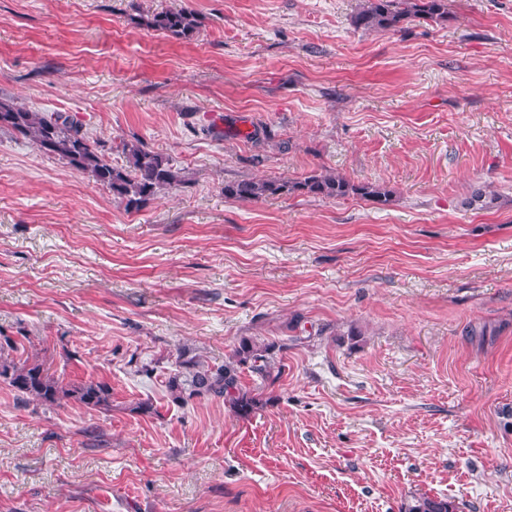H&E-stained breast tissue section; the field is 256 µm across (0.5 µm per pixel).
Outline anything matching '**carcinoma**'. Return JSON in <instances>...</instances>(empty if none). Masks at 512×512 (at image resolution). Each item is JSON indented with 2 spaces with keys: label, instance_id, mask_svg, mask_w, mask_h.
<instances>
[{
  "label": "carcinoma",
  "instance_id": "carcinoma-1",
  "mask_svg": "<svg viewBox=\"0 0 512 512\" xmlns=\"http://www.w3.org/2000/svg\"><path fill=\"white\" fill-rule=\"evenodd\" d=\"M416 19L436 24L448 21V0H361L351 23L364 31L395 32ZM144 25L179 40H190L198 32L200 20L191 8H171L146 16ZM0 131L28 139L43 154L65 161L78 173L91 175L130 210L140 209L162 191L185 182L181 170L138 139L122 142L126 165H112L104 145L90 141L82 125L62 112L45 115L0 100ZM288 195L334 200L359 197L385 206L392 191L384 184L355 182L334 172L314 173L300 180L251 177L224 183V197L236 201ZM499 200L498 193L482 186L472 192L466 205L487 210L496 207ZM22 348L23 342L9 336L0 341V381L20 400L48 406L72 400L89 408L110 410L109 384L97 380L64 384L45 361L19 355ZM283 349V345L243 336L224 363L213 366L183 350L177 356L176 372L165 381L170 401L184 406L197 398L222 400L236 416L247 418L262 404L264 389L278 378L274 374L277 353ZM246 375L251 377L250 386L243 383ZM402 512H457V505L446 496L419 495L404 504Z\"/></svg>",
  "mask_w": 512,
  "mask_h": 512
}]
</instances>
